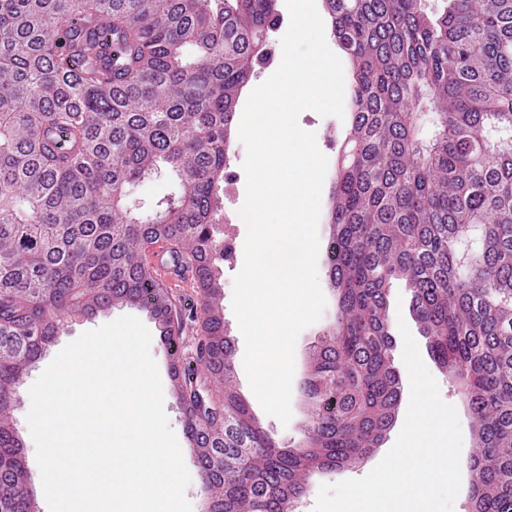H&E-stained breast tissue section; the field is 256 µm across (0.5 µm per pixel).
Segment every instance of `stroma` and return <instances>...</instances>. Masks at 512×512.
<instances>
[{
    "mask_svg": "<svg viewBox=\"0 0 512 512\" xmlns=\"http://www.w3.org/2000/svg\"><path fill=\"white\" fill-rule=\"evenodd\" d=\"M298 122L302 129L315 133L317 145L328 160H335L338 149L350 125L349 120H341L333 116L323 117L315 111L306 110L300 114ZM243 261L244 254L239 251L236 252L233 259L220 262L219 264L221 273L220 282L223 287L224 320L234 342L233 362L238 388L240 393L249 402L253 413L262 421L266 430L276 441L282 444L299 445L302 444L305 439L303 431L305 419L303 388L307 371V356L311 346L317 342L324 328L334 320L336 316V301L332 298L328 299L320 320L305 329L298 337L295 347V372L292 381V418L289 424H281L277 418L268 415L263 410L250 388L243 367L245 342L232 309L233 278L241 269ZM170 295L173 300L181 302L192 314L191 319L185 322L182 338L184 342L185 361L190 365L195 364L196 347L202 335L201 295L198 288L195 287L191 288L189 294L186 295L176 289L171 290ZM124 315L138 317L151 333L152 340L150 351L158 365L162 380L164 411L168 418L169 425L178 439L180 447L187 449L189 446L184 427L183 409L173 393L171 359L162 341L157 322L146 311L130 305H117L99 312L92 317L67 318L51 346L41 355L40 359L32 366L28 373L23 376L17 385L10 408V415L14 427L22 442L23 460L27 470V485L38 503L40 512H49V507L43 493L41 474L36 462L35 444L30 435L26 420L30 409L29 389L55 356L68 343L78 338L82 333L98 328ZM424 363L437 381L442 399L455 406L457 410L463 435L460 461L464 464L468 463L470 457L475 452L471 414L457 386L447 375L437 368L432 358H425ZM398 434V429H391L380 448L375 449L367 461L358 468L315 475L309 484L307 496L301 502L299 512H313L320 485L334 484L346 479H360L365 477L393 446Z\"/></svg>",
    "mask_w": 512,
    "mask_h": 512,
    "instance_id": "35a3bbf8",
    "label": "stroma"
}]
</instances>
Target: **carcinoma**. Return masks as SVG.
<instances>
[{
    "label": "carcinoma",
    "instance_id": "obj_1",
    "mask_svg": "<svg viewBox=\"0 0 512 512\" xmlns=\"http://www.w3.org/2000/svg\"><path fill=\"white\" fill-rule=\"evenodd\" d=\"M446 2L323 0L353 110L328 215L336 318L309 353L306 441L290 448L236 388L216 236L277 0H0V512H23L27 482L13 390L62 315L117 304L163 328L214 512H297L313 474L362 465L397 421L394 280L474 421L470 512H512V0ZM158 172L177 194L149 216L127 206ZM157 241L197 278L204 417L181 312L144 258ZM231 448L251 452L215 467Z\"/></svg>",
    "mask_w": 512,
    "mask_h": 512
}]
</instances>
